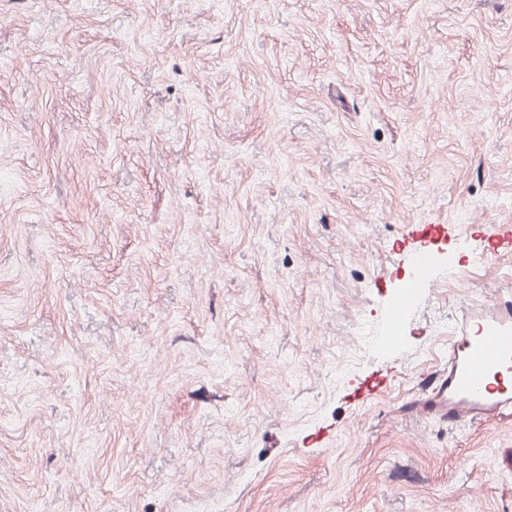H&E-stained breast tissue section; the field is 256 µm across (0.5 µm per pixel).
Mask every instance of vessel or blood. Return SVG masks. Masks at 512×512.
Here are the masks:
<instances>
[{
	"mask_svg": "<svg viewBox=\"0 0 512 512\" xmlns=\"http://www.w3.org/2000/svg\"><path fill=\"white\" fill-rule=\"evenodd\" d=\"M512 405V306L457 310L448 368L424 410L462 427Z\"/></svg>",
	"mask_w": 512,
	"mask_h": 512,
	"instance_id": "obj_1",
	"label": "vessel or blood"
}]
</instances>
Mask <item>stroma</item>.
<instances>
[{"mask_svg":"<svg viewBox=\"0 0 512 512\" xmlns=\"http://www.w3.org/2000/svg\"><path fill=\"white\" fill-rule=\"evenodd\" d=\"M501 224L512 0H0V512H512ZM448 369L427 399V414L465 426L512 405V306L459 307Z\"/></svg>","mask_w":512,"mask_h":512,"instance_id":"35a3bbf8","label":"stroma"}]
</instances>
